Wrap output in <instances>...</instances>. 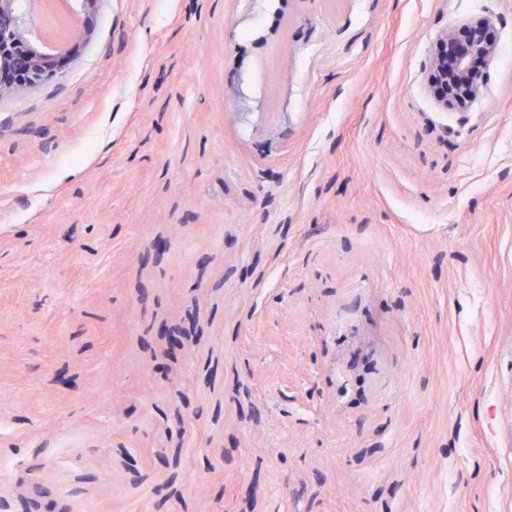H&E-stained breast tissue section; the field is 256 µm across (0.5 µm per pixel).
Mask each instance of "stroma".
Segmentation results:
<instances>
[{"label": "stroma", "mask_w": 512, "mask_h": 512, "mask_svg": "<svg viewBox=\"0 0 512 512\" xmlns=\"http://www.w3.org/2000/svg\"><path fill=\"white\" fill-rule=\"evenodd\" d=\"M89 25L0 98V512H512V0ZM474 35L472 30H469L465 37L456 40V42L448 48V58L446 53L440 54L438 51L432 56L429 71L427 73L428 86L433 90L438 102L445 108L452 105L453 99L457 94L462 92L467 93L470 99L477 98L483 90L484 82L481 74L482 63L476 61L475 70L479 77L474 76V61L476 59H483L489 62L496 51V39H476L472 41L465 50L459 52L452 63V77H450L449 58L456 47L461 44V41L468 39ZM442 83L445 86V93L440 94L435 89L436 83ZM449 83V84H448Z\"/></svg>", "instance_id": "obj_1"}]
</instances>
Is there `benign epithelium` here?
I'll return each mask as SVG.
<instances>
[{"label":"benign epithelium","instance_id":"benign-epithelium-1","mask_svg":"<svg viewBox=\"0 0 512 512\" xmlns=\"http://www.w3.org/2000/svg\"><path fill=\"white\" fill-rule=\"evenodd\" d=\"M467 27L494 31L493 22L481 18L442 32L437 38V44H448L458 30ZM88 38V30L78 26L66 46L57 48L46 45L35 34L31 10L22 6V0H0V67L5 66L8 61L15 67V71H29L33 74L32 80L22 84H0V97L59 76L57 57ZM495 51L496 41L485 38L472 41L455 56L451 64L448 63L447 56L435 53L431 58L427 83L432 89L439 82L445 85V93H435L438 102L446 108L462 92L472 99L478 97L482 93L484 82L483 77L474 76V61L482 59L488 62L494 57Z\"/></svg>","mask_w":512,"mask_h":512}]
</instances>
